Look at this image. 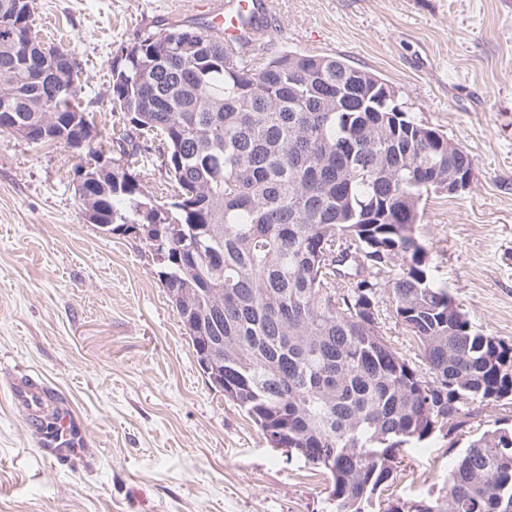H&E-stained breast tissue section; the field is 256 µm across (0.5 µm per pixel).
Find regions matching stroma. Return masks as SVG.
I'll return each mask as SVG.
<instances>
[{
    "mask_svg": "<svg viewBox=\"0 0 512 512\" xmlns=\"http://www.w3.org/2000/svg\"><path fill=\"white\" fill-rule=\"evenodd\" d=\"M277 44L378 73L414 117L474 158L458 195L430 198L417 232L433 276L472 325L512 344V0H276ZM40 39L74 52L79 98L103 137L120 115L111 64L138 35L210 24L206 0H35ZM85 151L0 133V512H329L328 480L273 448L200 372L157 259L133 234L88 223L73 183ZM387 340L416 342L379 298ZM30 375L73 411L67 464L11 400ZM512 405L398 454L393 495L440 488L469 439Z\"/></svg>",
    "mask_w": 512,
    "mask_h": 512,
    "instance_id": "stroma-1",
    "label": "stroma"
}]
</instances>
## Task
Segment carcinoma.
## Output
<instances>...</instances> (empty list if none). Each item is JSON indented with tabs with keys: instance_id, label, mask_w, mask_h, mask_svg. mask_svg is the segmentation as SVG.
Segmentation results:
<instances>
[{
	"instance_id": "cac0c4a2",
	"label": "carcinoma",
	"mask_w": 512,
	"mask_h": 512,
	"mask_svg": "<svg viewBox=\"0 0 512 512\" xmlns=\"http://www.w3.org/2000/svg\"><path fill=\"white\" fill-rule=\"evenodd\" d=\"M16 3L0 0V117L35 128L54 115L66 136H86L95 125L78 90L27 80L8 27ZM379 83L344 58L278 49L267 32L243 54L206 28L173 26L113 59L108 97L123 127L91 147L117 153L112 175L89 181L96 217L159 256L211 388L273 448L336 449L320 466L330 512H368L398 451L512 398V345L449 308L417 232L448 169L473 158L448 152L447 135ZM150 135L175 187L168 206L125 160L151 151ZM368 213L374 223H360ZM385 289L422 372L379 325ZM383 512H512V429L483 432L438 492L389 498Z\"/></svg>"
}]
</instances>
